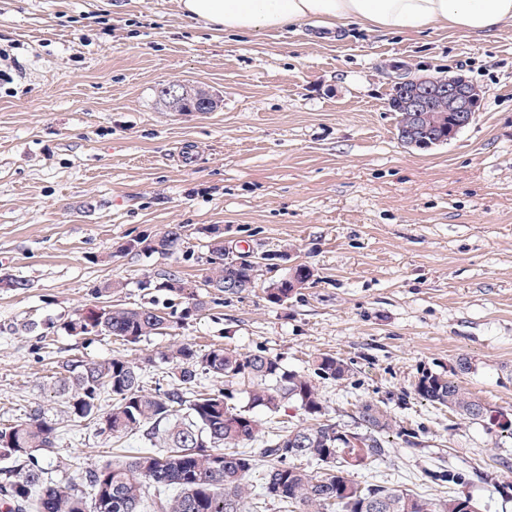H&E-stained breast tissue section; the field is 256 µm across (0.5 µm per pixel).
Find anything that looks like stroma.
<instances>
[{
  "label": "stroma",
  "mask_w": 512,
  "mask_h": 512,
  "mask_svg": "<svg viewBox=\"0 0 512 512\" xmlns=\"http://www.w3.org/2000/svg\"><path fill=\"white\" fill-rule=\"evenodd\" d=\"M0 70L12 76L0 81V278L26 283L0 288V427L44 410L63 435L39 458L53 483L150 446L72 421L50 390L61 362L123 357L150 391L171 384L188 343L261 349L299 373L344 359L348 379L317 383L327 418L355 428L370 401L399 428L355 480L512 512V24L390 34L310 21L242 36L188 19L178 0H0ZM401 70L464 75L485 92L479 112L448 145L405 147L389 108ZM169 82L217 94L218 109L170 110ZM171 226L176 250L137 247ZM216 238L257 262L255 288L203 289ZM299 264L307 286L271 302L269 283ZM165 272L186 293L155 287ZM108 306L179 321L136 344L65 330ZM426 370L493 420L422 400Z\"/></svg>",
  "instance_id": "35a3bbf8"
}]
</instances>
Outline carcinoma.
I'll use <instances>...</instances> for the list:
<instances>
[{"label": "carcinoma", "mask_w": 512, "mask_h": 512, "mask_svg": "<svg viewBox=\"0 0 512 512\" xmlns=\"http://www.w3.org/2000/svg\"><path fill=\"white\" fill-rule=\"evenodd\" d=\"M446 75L412 77L394 83L389 99L397 114L398 139L412 138L418 149L427 150L437 140L448 143L452 108L448 98L432 101L425 117L415 120L408 105L416 87L446 82ZM181 232L171 227L146 248L169 251L179 245ZM204 282L228 295L255 287L257 268L251 261L224 258V243L209 245ZM311 279L310 269L297 265L289 274L269 284L268 297L285 302L297 288ZM174 315L150 307L105 308L92 320L88 312L75 314L66 328L85 336H116L129 343L161 335L173 328ZM180 363L176 383L153 393L143 389L140 368L131 361L111 357L95 362L68 359L62 362L53 390L65 399L67 412L80 421H91L101 435L110 438L138 433L161 450L141 451L128 459L86 471L82 487L58 486L44 477L38 453L56 447L60 434L41 409L25 419L0 429V456L24 463L20 471L0 482V505L8 500V512H86L84 494L92 496L91 512H245L251 494L249 477L256 466L245 445L257 440L260 423L255 411L275 416L282 406L296 403L312 423L299 424L272 435L262 456L261 497L273 499L283 508L300 507L301 512H461L459 497L436 501L422 495L367 484L353 479V471L370 460L386 455V437L394 431L391 414L372 402L359 406L354 442L340 441L341 427L321 420L322 401L316 379L344 380L350 366L331 355L313 361L307 374L285 369L265 351L240 353L229 348H212L204 353L191 344L175 351ZM224 378V389L199 392L196 367ZM248 383L247 405L237 406L236 385ZM423 400L444 406L472 421L491 417L479 400L448 376L424 371L415 384ZM193 399H187V394ZM112 396V408L100 412L102 395ZM304 458L319 468L312 472L294 464ZM378 504L370 511L366 505Z\"/></svg>", "instance_id": "carcinoma-1"}]
</instances>
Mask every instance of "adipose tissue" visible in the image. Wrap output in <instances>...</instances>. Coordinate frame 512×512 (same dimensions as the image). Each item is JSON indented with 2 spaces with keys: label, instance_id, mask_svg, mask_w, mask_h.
I'll return each mask as SVG.
<instances>
[{
  "label": "adipose tissue",
  "instance_id": "obj_1",
  "mask_svg": "<svg viewBox=\"0 0 512 512\" xmlns=\"http://www.w3.org/2000/svg\"><path fill=\"white\" fill-rule=\"evenodd\" d=\"M181 11L217 31L248 35L307 19L420 33L442 26L488 34L512 24V0H179Z\"/></svg>",
  "mask_w": 512,
  "mask_h": 512
}]
</instances>
